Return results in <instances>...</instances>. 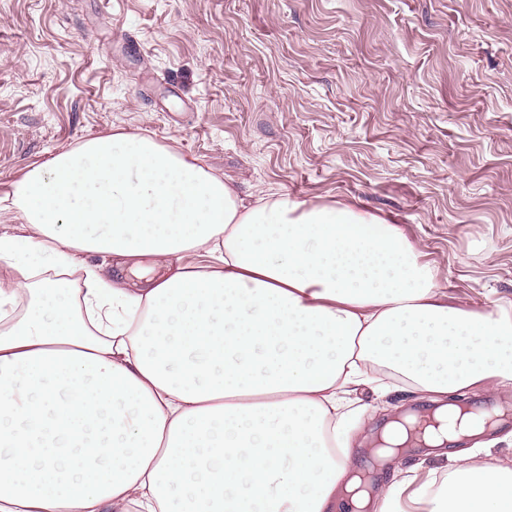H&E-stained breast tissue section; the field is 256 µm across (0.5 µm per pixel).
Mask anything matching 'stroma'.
Listing matches in <instances>:
<instances>
[{
  "label": "stroma",
  "instance_id": "obj_1",
  "mask_svg": "<svg viewBox=\"0 0 512 512\" xmlns=\"http://www.w3.org/2000/svg\"><path fill=\"white\" fill-rule=\"evenodd\" d=\"M115 128L399 225L449 306L512 301V0H0V191ZM466 400L512 467V385Z\"/></svg>",
  "mask_w": 512,
  "mask_h": 512
}]
</instances>
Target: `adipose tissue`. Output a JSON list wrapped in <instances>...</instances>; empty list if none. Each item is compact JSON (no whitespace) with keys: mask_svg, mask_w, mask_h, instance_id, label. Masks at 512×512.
I'll return each mask as SVG.
<instances>
[{"mask_svg":"<svg viewBox=\"0 0 512 512\" xmlns=\"http://www.w3.org/2000/svg\"><path fill=\"white\" fill-rule=\"evenodd\" d=\"M2 218L0 512H512V469L453 402L512 384V312L448 306L398 225L240 194L123 131L21 169ZM396 380L433 405L431 454L465 438L467 464L367 491L357 394Z\"/></svg>","mask_w":512,"mask_h":512,"instance_id":"adipose-tissue-1","label":"adipose tissue"}]
</instances>
